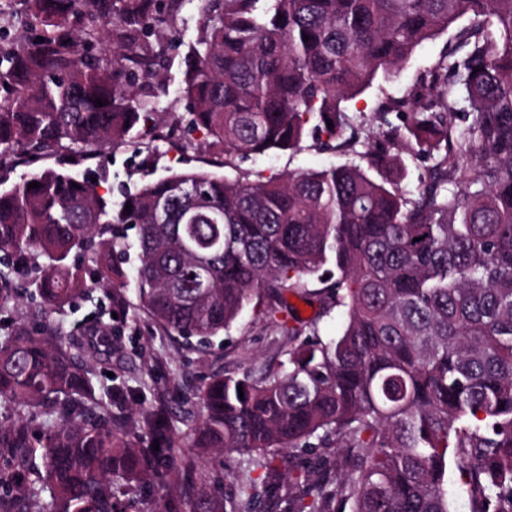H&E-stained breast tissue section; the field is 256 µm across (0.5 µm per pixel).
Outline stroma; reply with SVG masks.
<instances>
[{
    "instance_id": "1",
    "label": "stroma",
    "mask_w": 512,
    "mask_h": 512,
    "mask_svg": "<svg viewBox=\"0 0 512 512\" xmlns=\"http://www.w3.org/2000/svg\"><path fill=\"white\" fill-rule=\"evenodd\" d=\"M198 20L196 8L187 6L174 30L149 38L150 43L166 46L168 56L165 73L168 93L162 99L163 111L155 128L153 151L140 149L144 136L137 129L129 143L107 147L86 157L76 156L64 147L41 158L21 156L14 168L0 175L12 182L47 165H60L90 177L105 170L109 173L112 197L117 200L134 191L149 173L160 177L171 169L222 171V158L204 149L199 135H187L177 123L178 116L187 110V103L177 88L184 70L186 43ZM450 39V34L445 33L423 44L404 70L378 79L359 98L349 102V110L371 118L378 99L401 96L420 71L433 65ZM351 160V155L320 146L315 138L309 137L301 149L249 158L237 163L234 172L285 176ZM286 300L301 319L315 322L318 335L340 333L342 312L328 308L327 291L318 280H309L306 295L298 297L290 293ZM61 320L65 332L79 338L89 336L99 327L111 329V356L87 347L81 350V358L96 363L102 388L113 384L121 387L118 404L123 412L142 408L163 411L168 420V435L181 451L182 466L169 471L151 487L133 492L135 512H187V501L175 488L189 480L205 484L223 501L226 512H231L239 501L241 457L189 447L186 436L199 421L200 407L193 395L213 374L248 372L258 377L284 360L288 337L269 316L266 303L248 307L230 328L203 345L197 339L187 340L158 326L141 308L136 290L131 286L122 290L117 301L110 298L107 290L95 289L92 301L65 309Z\"/></svg>"
}]
</instances>
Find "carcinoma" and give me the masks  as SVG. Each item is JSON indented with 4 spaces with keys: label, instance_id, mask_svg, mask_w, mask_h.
<instances>
[{
    "label": "carcinoma",
    "instance_id": "carcinoma-1",
    "mask_svg": "<svg viewBox=\"0 0 512 512\" xmlns=\"http://www.w3.org/2000/svg\"><path fill=\"white\" fill-rule=\"evenodd\" d=\"M188 2L26 0L18 24L41 33L0 45V169L65 141L78 155L120 145L153 121L160 98L136 83L162 62L148 34ZM197 2L179 93L188 133L226 167L297 149L310 131L333 146L351 123L346 102L458 21L476 24L402 96L378 101L387 146L353 131L354 163L254 180L171 171L119 201L71 170L0 182V306L26 275L46 322L0 338V399L26 410L0 424L13 461L0 487L25 512H127L130 487L179 465L172 443L139 448L113 424L82 342L55 320L96 287H127L134 247L140 306L184 338L207 341L262 293L309 278L343 308L339 335L304 336L283 319L278 369L218 372L196 394L190 447L254 464L239 512L274 504L270 450L316 448L333 452L288 512H334L338 497L350 512H451L450 455L471 512H512V0ZM70 15L83 19L74 39L60 32ZM421 155L431 164L408 189L405 157ZM29 415L54 422L37 443ZM126 425L166 431L155 410ZM177 492L189 512H224L202 486Z\"/></svg>",
    "mask_w": 512,
    "mask_h": 512
}]
</instances>
